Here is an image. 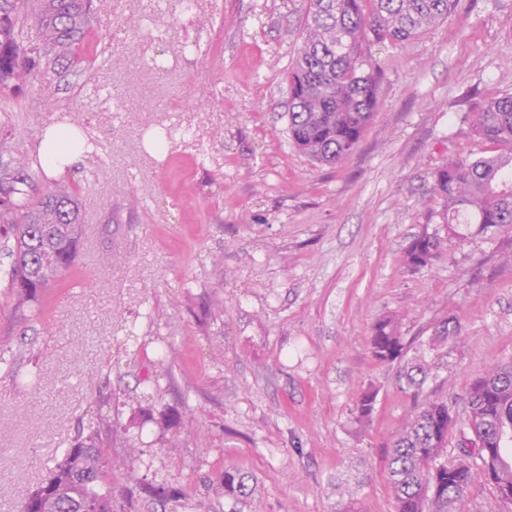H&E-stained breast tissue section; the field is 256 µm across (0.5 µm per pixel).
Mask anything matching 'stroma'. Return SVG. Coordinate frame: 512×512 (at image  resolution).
<instances>
[{"mask_svg":"<svg viewBox=\"0 0 512 512\" xmlns=\"http://www.w3.org/2000/svg\"><path fill=\"white\" fill-rule=\"evenodd\" d=\"M224 24L202 31L213 54L181 73L143 53H99L63 74L53 103L25 93L12 115L15 147L34 152L46 126L77 108L101 143L106 172L84 158L83 240L74 288H55L16 329L0 308V345L27 387L0 370V512H21L99 400L138 438L141 453L112 451L116 506L146 479L182 492L148 512H395L387 453L424 401L463 413L471 384L512 361V225L477 233L460 224L423 268L400 255L438 230L435 169L484 151L460 121L470 106L512 93V0H461L436 29L373 54L384 80L380 110L358 148L330 167L288 142L281 73L300 44L304 0H223ZM112 102V136L94 114ZM224 108L210 146L223 167L197 166L170 148L165 170L145 167L138 137L159 111ZM400 319L418 345L456 318L458 341L421 391L406 359L377 363L376 320ZM148 343L150 353L137 351ZM175 348L157 364L153 350ZM157 378L145 391L143 377ZM376 395L360 416L361 394ZM180 445L168 448L169 438ZM249 477L240 502L214 498L225 466Z\"/></svg>","mask_w":512,"mask_h":512,"instance_id":"35a3bbf8","label":"stroma"}]
</instances>
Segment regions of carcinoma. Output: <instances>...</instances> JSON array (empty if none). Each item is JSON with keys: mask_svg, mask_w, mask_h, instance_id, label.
I'll return each instance as SVG.
<instances>
[{"mask_svg": "<svg viewBox=\"0 0 512 512\" xmlns=\"http://www.w3.org/2000/svg\"><path fill=\"white\" fill-rule=\"evenodd\" d=\"M458 0H306L301 45L283 71L288 86V137L317 164L336 166L358 146L378 107L382 70L371 47L409 43L448 20ZM94 0H0V287L12 301L13 322L51 288L60 287L74 266L81 243L80 190L85 177L64 176L34 195L38 173L19 150L5 146L10 118L7 105L26 90L51 95L52 76L89 67L84 53L92 30ZM487 154L450 157L434 175L441 200L434 217L453 231L455 224H476L484 233L512 224V94H497L463 113ZM443 239L415 236L403 253L405 264L420 268L440 254ZM452 319L415 351L407 383L419 388L438 367L429 360L456 338ZM372 355L391 363L407 353L399 320L376 321ZM104 404L87 424V435L68 446L49 467L44 482L29 496L36 512H113L111 480L117 467L110 450L117 444L139 452L129 429L109 426ZM459 425L448 403L429 400L410 415L395 435L388 462V483L395 512H448L466 491L484 479L495 499L512 504V363L475 380L467 399L465 427L473 438L448 458V436ZM222 494L250 495L248 476L234 466L221 473ZM154 500L176 496L163 485L143 484Z\"/></svg>", "mask_w": 512, "mask_h": 512, "instance_id": "obj_1", "label": "carcinoma"}]
</instances>
